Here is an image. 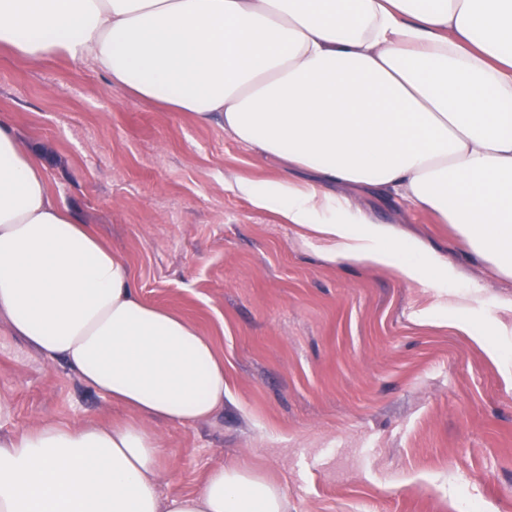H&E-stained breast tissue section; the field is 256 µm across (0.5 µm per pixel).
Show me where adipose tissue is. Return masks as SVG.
Returning <instances> with one entry per match:
<instances>
[{
    "label": "adipose tissue",
    "mask_w": 512,
    "mask_h": 512,
    "mask_svg": "<svg viewBox=\"0 0 512 512\" xmlns=\"http://www.w3.org/2000/svg\"><path fill=\"white\" fill-rule=\"evenodd\" d=\"M0 47L93 61L113 84L224 132L285 177L230 188L324 241L325 258L438 289L447 256L331 194L396 195L452 225L512 283V0H0ZM0 316L132 419L0 434V512H287L249 468L161 497L153 421L211 419L224 356L146 302L126 261L47 188L39 156L0 121Z\"/></svg>",
    "instance_id": "ef3b65f1"
}]
</instances>
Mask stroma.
<instances>
[{"label": "stroma", "mask_w": 512, "mask_h": 512, "mask_svg": "<svg viewBox=\"0 0 512 512\" xmlns=\"http://www.w3.org/2000/svg\"><path fill=\"white\" fill-rule=\"evenodd\" d=\"M0 119L42 159L54 200L131 266L143 299L193 321L224 355L223 411L153 426L161 496L240 462L283 489L288 512H512V317L498 309L512 288L450 225L353 193L399 242L453 261L459 276L440 293L389 267L326 262L317 242L228 189L238 176L278 178L276 162L222 121L114 87L88 60L33 63L0 47ZM453 300L499 343L500 361L440 326ZM0 406L1 433L129 416L2 320Z\"/></svg>", "instance_id": "35a3bbf8"}]
</instances>
